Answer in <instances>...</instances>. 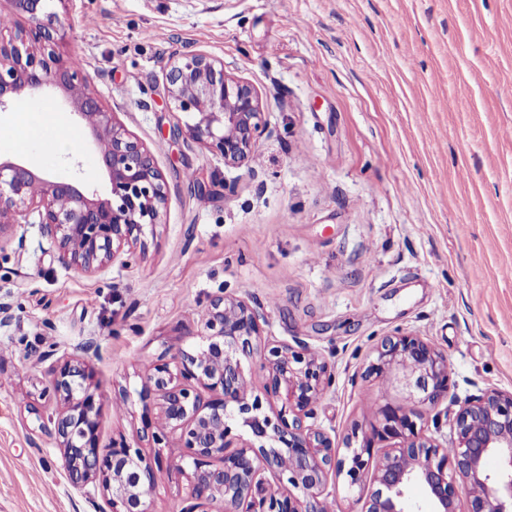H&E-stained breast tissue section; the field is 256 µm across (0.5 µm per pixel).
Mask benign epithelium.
I'll return each mask as SVG.
<instances>
[{
  "mask_svg": "<svg viewBox=\"0 0 512 512\" xmlns=\"http://www.w3.org/2000/svg\"><path fill=\"white\" fill-rule=\"evenodd\" d=\"M16 21L0 28V109L13 98L46 86L62 90L91 130L108 179L106 197L70 182L51 180L28 167L0 162V227L37 224L65 266L93 272L125 255L128 266L144 247L146 230L161 223L168 187L155 156L115 121L86 73L61 62V22L49 0H8ZM9 38H3L4 30ZM168 97L183 114L186 134L224 162L255 161L265 130L255 87L201 51L178 55L166 74ZM264 316L244 300L210 296L198 321L203 345L159 357L146 375L145 394H155L159 412L144 405L138 441L102 448L98 427L102 402L92 373L78 357L60 359L44 395L61 410L41 424L54 440L70 487L95 512H152L155 467L161 453L146 457L140 443L168 447L177 436L186 481L180 512H325L328 476L348 489L371 482L361 512H416L408 490L420 486L430 512H512V392L487 390L460 402L454 437L445 447L426 435L400 406L378 410L377 423L355 427L344 448L315 424L314 408L331 381L328 362L305 344L263 335ZM257 359L266 372L264 392L272 414L247 380L243 362ZM389 386L432 407L448 399V359L421 336L384 337L367 369ZM209 393L202 401L201 390ZM249 429L251 438L237 433ZM394 441L382 454L381 442ZM497 461L494 472L490 460ZM100 489L96 502L88 486Z\"/></svg>",
  "mask_w": 512,
  "mask_h": 512,
  "instance_id": "benign-epithelium-1",
  "label": "benign epithelium"
}]
</instances>
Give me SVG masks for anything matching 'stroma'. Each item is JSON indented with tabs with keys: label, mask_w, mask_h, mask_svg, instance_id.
<instances>
[{
	"label": "stroma",
	"mask_w": 512,
	"mask_h": 512,
	"mask_svg": "<svg viewBox=\"0 0 512 512\" xmlns=\"http://www.w3.org/2000/svg\"><path fill=\"white\" fill-rule=\"evenodd\" d=\"M62 57L155 155L167 210L136 263L67 268L35 224L0 237V512H86L41 433L57 359L77 356L103 402L101 447L141 429L143 377L197 347L218 292L263 311L264 335L331 367L313 422L344 439L402 405L451 442L459 401L512 391V0H53ZM201 50L256 87L267 130L253 165L193 142L166 91L172 58ZM63 113L75 146L28 129ZM0 159L105 194L89 129L57 92L0 112ZM427 339L448 359L432 407L365 369L383 337ZM152 512H180L162 451Z\"/></svg>",
	"instance_id": "stroma-1"
}]
</instances>
